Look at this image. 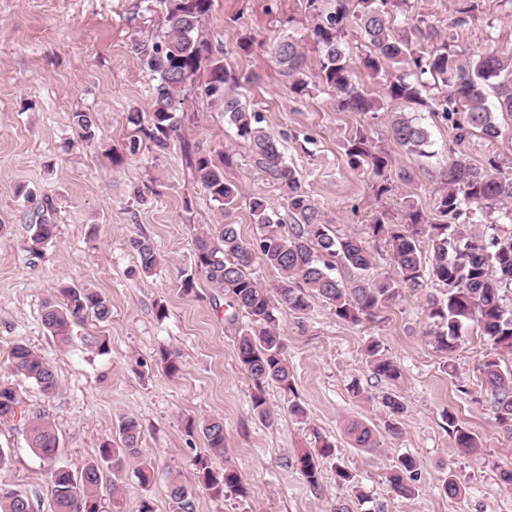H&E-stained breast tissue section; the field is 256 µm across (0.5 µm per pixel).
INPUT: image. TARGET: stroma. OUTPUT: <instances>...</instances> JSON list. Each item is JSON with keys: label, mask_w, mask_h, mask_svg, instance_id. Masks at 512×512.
Returning <instances> with one entry per match:
<instances>
[{"label": "stroma", "mask_w": 512, "mask_h": 512, "mask_svg": "<svg viewBox=\"0 0 512 512\" xmlns=\"http://www.w3.org/2000/svg\"><path fill=\"white\" fill-rule=\"evenodd\" d=\"M464 0H407L402 11L419 20L424 33L454 34L456 50L473 55L490 48L512 50V0H477L473 18L451 28ZM164 26L161 7L143 0H0V383L14 387L31 406L52 417L61 442V459L73 470L97 457L103 441L118 440L123 417L141 424L142 452L151 458L155 477L144 485L132 470L121 478L105 472L101 490L111 498L120 483V503L135 512L149 500L155 512H169L167 474L180 472L194 485L197 512H331L337 500L361 491L369 512H512V488L498 478L497 463L512 460V441L496 427L485 402L481 363L488 351L476 333L445 357L423 336V298L406 295L383 319L361 325L337 320L330 306L315 301L298 329L285 311L281 327L294 390L266 386V398L278 414L268 423L254 416L253 382L241 368L232 310L204 278L184 293L179 273L194 263V239L215 226L214 204L198 184L185 148L201 145L211 154L233 153L225 176L240 187L238 205L225 214L244 237L256 226L249 200L262 197L279 207L277 186L258 170L249 146L238 140L224 114L203 91V77L189 84L181 107L191 115L165 152H157L140 128L148 121L153 83L132 49L134 41L155 37ZM309 21L302 0H212L202 32L224 49V62L248 81L239 97L260 113L263 127L280 142L303 188L320 208L335 216L339 232L362 233L375 216L401 224L408 207L434 212L440 172L448 160L454 133L427 109L385 102L377 118L339 110L331 92L317 88L298 96L272 63L265 46L275 38L306 37ZM257 42L253 52L239 51L243 32ZM407 111L431 134L432 156L409 154L390 133L388 115ZM139 112L140 124L128 120ZM90 112L96 138L81 141L70 116ZM502 134L486 140L474 133L460 147L471 163L495 157L512 167V117L498 119ZM388 154L389 190L377 195L367 176L352 170L342 149L357 128ZM414 176L411 185L401 170ZM50 205L55 237L42 256L25 249L28 226L38 208ZM154 243L160 263L151 275L139 271L132 239ZM102 292L112 316L88 318L76 339L64 344L41 322L44 302L61 285ZM165 317H158V308ZM106 338L101 354L86 347L84 336ZM403 371L398 392L407 412L402 435L384 437L373 452L352 448L344 434L359 418L382 425L386 383L373 378L363 348L369 337ZM31 347L54 365L60 380L51 396L11 371L8 357L16 344ZM177 354L179 370L167 374L160 351ZM453 364L447 374L444 364ZM360 380L367 399L353 398L351 380ZM308 411L304 422L288 417L289 396ZM454 409L476 433L480 448L461 453L443 428L442 412ZM224 420V457L240 472L247 494L214 498L198 486L194 461L206 455L201 433L186 431L188 420ZM335 443L336 454L353 474L340 484L325 467L319 490H312L289 462L318 438ZM0 487L32 498L35 512H50L47 467L28 448L18 422L0 420ZM412 454L421 476L415 495L396 496L385 476L401 454ZM463 486L449 498L440 491L447 475Z\"/></svg>", "instance_id": "1"}]
</instances>
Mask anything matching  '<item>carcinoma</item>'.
I'll return each instance as SVG.
<instances>
[{
    "instance_id": "carcinoma-1",
    "label": "carcinoma",
    "mask_w": 512,
    "mask_h": 512,
    "mask_svg": "<svg viewBox=\"0 0 512 512\" xmlns=\"http://www.w3.org/2000/svg\"><path fill=\"white\" fill-rule=\"evenodd\" d=\"M165 12V29L149 42H136L133 50L148 72L153 86L150 127L144 133L159 151L168 148L170 138L188 117L178 104L186 86L205 69V92L224 112V120L236 136L247 142L257 168L281 191V208H273L262 197H254L249 209L256 224V235L244 238L238 225L218 224V232L200 231L194 240V266L181 275L184 293L192 292L195 278L204 277L217 294L228 299V307L244 312L250 325L237 330V355L242 369L254 384L251 409L263 421L271 418L265 387L275 384L292 390L293 374L285 356L280 328L281 310L305 314L319 299L331 306L336 318L358 325L372 322L385 308L397 305L405 293L424 294L427 329L435 348L445 354L455 352L473 328L488 342L492 352L485 355L482 373L488 403L495 425L512 440V369L504 367L496 354H512V170L504 171L495 159L487 167H477L462 152H451L442 172L444 189L435 201L436 216L430 218L418 209H409L405 222L387 224L377 218L370 225L371 238L384 243L391 252L396 276L370 273L373 255L365 239L340 234L335 219L322 210L302 188L294 167L284 158L276 138L260 126L259 113L249 110L238 97L237 73L224 65V50L199 39V29L207 19L211 0H156ZM311 18L308 38L318 52L317 69L310 70L302 43L284 36L269 46L272 62L288 78L291 90L305 94L309 87L332 92L338 108L375 113L377 98L354 78L345 36L355 26L368 51L358 57L368 73L383 77L384 97L427 108L434 116L451 122L454 141L463 144L478 130L492 141L501 135L496 114L512 115V52L488 50L476 59L462 51L450 50L441 40L422 47L420 27L404 20L396 23L393 13L407 0H358L360 10L352 13L351 0H304ZM72 127L82 141L95 137L96 120L91 112H74ZM392 139L412 154L425 156L431 147L426 127L402 112L388 116ZM350 167L375 178L377 193L388 191L386 170L390 165L384 152L358 130L344 141ZM194 177L224 214L239 200L236 182L224 176L233 164L226 152L214 160L209 152L195 146L189 153ZM506 210L508 227L485 224L482 218L497 209ZM51 204L36 214L29 225V253L40 256L42 248L55 236L56 225L46 217ZM427 250H422V244ZM141 271L152 272L160 261L153 243L146 238L132 241ZM262 263L280 274L274 286L254 275ZM435 291L427 290L428 284ZM101 322L111 316L105 296L91 288L66 286L59 295L45 301L43 326L62 342L69 341L74 329L88 317ZM364 355L372 376L397 385L402 370L383 353L381 342L372 338ZM12 370L33 382L44 394L60 387L55 368L33 349L17 344L10 352ZM385 408L382 429L355 419L345 427L353 448L376 451L382 447L381 433L402 434L407 407L391 390L381 397ZM18 420L28 447L48 464L47 476L51 512H107L101 494L104 469L120 470L134 465V474L145 485L153 476V462L140 448L141 425L132 417L119 425L120 446L103 442L98 457L80 472L59 462L60 438L49 415L27 405L15 388L0 384V420ZM444 430L455 447L471 452L480 447L476 434L462 425L450 408L442 415ZM203 435L210 455L195 460L198 482L218 498L242 497L246 487L231 466L216 470L212 458L224 457V421H202ZM334 466L336 476L351 482L353 476L336 456L335 445L298 453L290 465L299 471L313 490L320 488L324 466ZM386 480L399 497L415 494L418 464L404 454L390 468ZM170 512H196L193 486L180 475L169 474ZM32 499L18 491L0 489V512H28Z\"/></svg>"
}]
</instances>
